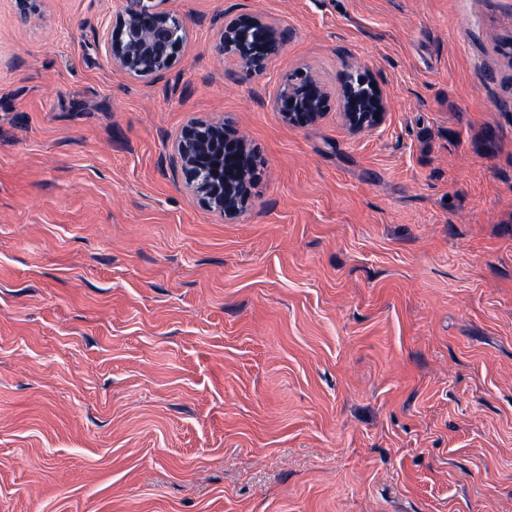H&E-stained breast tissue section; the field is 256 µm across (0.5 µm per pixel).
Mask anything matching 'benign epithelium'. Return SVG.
Instances as JSON below:
<instances>
[{
    "mask_svg": "<svg viewBox=\"0 0 512 512\" xmlns=\"http://www.w3.org/2000/svg\"><path fill=\"white\" fill-rule=\"evenodd\" d=\"M155 2L121 0L106 35L112 65L135 78L161 76L188 39L184 21L158 10ZM281 44L280 32L263 19L226 16L216 49L222 58L251 74L263 70ZM330 99L321 78L305 69L285 80L275 109L289 124L306 127L323 118ZM337 107L353 132L379 127L387 114L381 87L375 85L360 95L353 76L338 94ZM172 150L186 189L205 208L226 219L244 212L259 175L260 158L243 136L224 122L191 121L176 136Z\"/></svg>",
    "mask_w": 512,
    "mask_h": 512,
    "instance_id": "benign-epithelium-1",
    "label": "benign epithelium"
}]
</instances>
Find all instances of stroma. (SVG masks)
I'll return each mask as SVG.
<instances>
[{"mask_svg":"<svg viewBox=\"0 0 512 512\" xmlns=\"http://www.w3.org/2000/svg\"><path fill=\"white\" fill-rule=\"evenodd\" d=\"M120 5L0 0V512H512V0H158L159 79ZM227 14L287 30L261 72ZM308 66L383 125L285 122ZM194 119L260 153L236 219ZM155 2L122 0L106 35L112 65L135 78L161 76L188 39L184 21L178 15L158 10ZM337 107L345 124L353 132L379 127L387 114V102L381 87L375 84L371 91L360 95L355 88L353 74L337 96ZM376 112H379V116H376ZM172 150L186 189L205 208L225 219L244 212L260 158L243 136L224 122L191 121L176 136Z\"/></svg>","mask_w":512,"mask_h":512,"instance_id":"1","label":"stroma"}]
</instances>
